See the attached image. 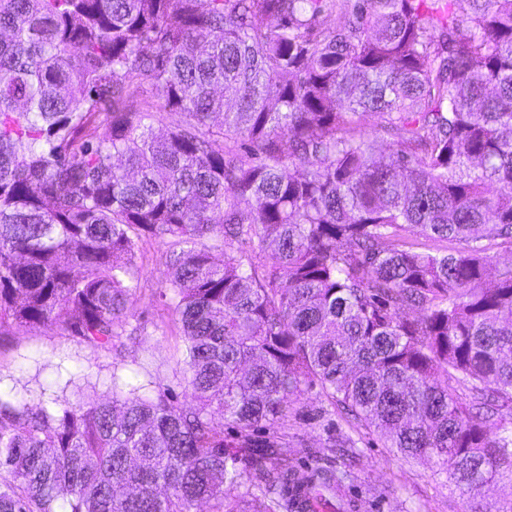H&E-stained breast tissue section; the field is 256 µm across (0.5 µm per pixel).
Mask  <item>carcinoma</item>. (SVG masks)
<instances>
[{"label": "carcinoma", "instance_id": "cac0c4a2", "mask_svg": "<svg viewBox=\"0 0 512 512\" xmlns=\"http://www.w3.org/2000/svg\"><path fill=\"white\" fill-rule=\"evenodd\" d=\"M145 238L172 246L192 405L0 398V512L326 506L336 470L212 422L313 384L512 512V262L477 245L512 241V0H0V329L112 352Z\"/></svg>", "mask_w": 512, "mask_h": 512}]
</instances>
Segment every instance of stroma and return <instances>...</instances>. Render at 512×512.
<instances>
[{
    "label": "stroma",
    "mask_w": 512,
    "mask_h": 512,
    "mask_svg": "<svg viewBox=\"0 0 512 512\" xmlns=\"http://www.w3.org/2000/svg\"><path fill=\"white\" fill-rule=\"evenodd\" d=\"M171 247L159 239L141 244V274L130 291L128 322L140 335L122 337L112 352L45 328L0 330V392L29 403L59 399L70 403L111 397L113 386L147 385L150 392L182 394L176 361L184 342L170 308L158 293L167 273ZM341 433L350 448H329L328 435ZM288 442V458L299 471L315 463L333 466L343 493L357 512H465L466 503L445 476L431 466L407 460L383 446L364 426L348 421L320 386L306 388L284 420L244 433L224 428V443L273 437Z\"/></svg>",
    "instance_id": "obj_1"
}]
</instances>
